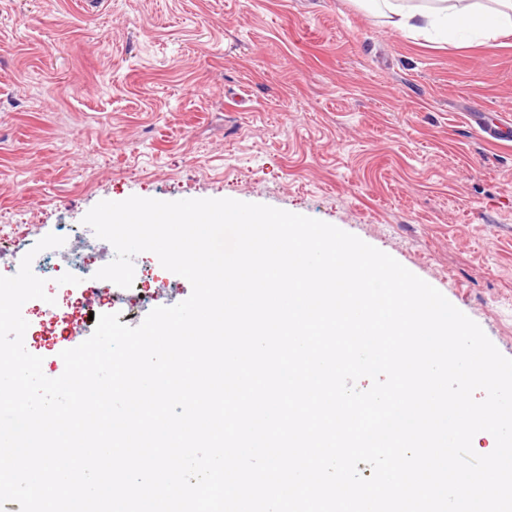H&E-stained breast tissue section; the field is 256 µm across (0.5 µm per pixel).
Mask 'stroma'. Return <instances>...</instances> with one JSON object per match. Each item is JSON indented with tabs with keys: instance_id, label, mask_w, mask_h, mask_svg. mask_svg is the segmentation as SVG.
<instances>
[{
	"instance_id": "obj_1",
	"label": "stroma",
	"mask_w": 512,
	"mask_h": 512,
	"mask_svg": "<svg viewBox=\"0 0 512 512\" xmlns=\"http://www.w3.org/2000/svg\"><path fill=\"white\" fill-rule=\"evenodd\" d=\"M512 34H404L358 0H0V228L31 250L103 200L231 198L394 257L512 358ZM150 308L191 285L151 253ZM27 302L56 377L87 334ZM470 125L485 139L490 141H512V123L490 121L483 112L469 114Z\"/></svg>"
}]
</instances>
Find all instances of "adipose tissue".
<instances>
[{"mask_svg":"<svg viewBox=\"0 0 512 512\" xmlns=\"http://www.w3.org/2000/svg\"><path fill=\"white\" fill-rule=\"evenodd\" d=\"M384 9L391 27L400 32L433 31L447 36L462 33L493 41L512 32V0H433L430 7L407 8L400 0H363Z\"/></svg>","mask_w":512,"mask_h":512,"instance_id":"obj_1","label":"adipose tissue"}]
</instances>
